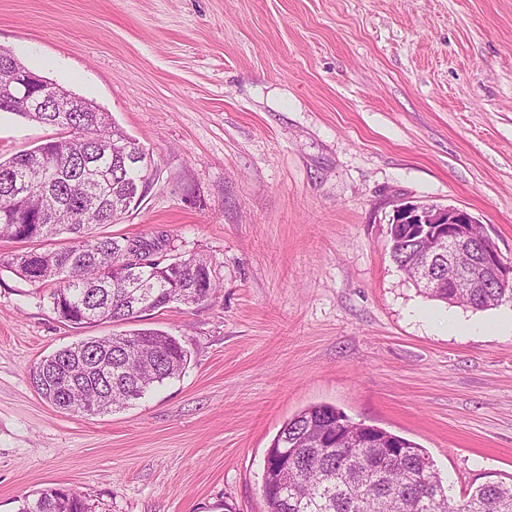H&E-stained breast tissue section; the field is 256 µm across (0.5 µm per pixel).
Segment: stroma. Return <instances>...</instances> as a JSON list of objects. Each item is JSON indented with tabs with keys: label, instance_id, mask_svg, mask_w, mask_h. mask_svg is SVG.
Here are the masks:
<instances>
[{
	"label": "stroma",
	"instance_id": "1",
	"mask_svg": "<svg viewBox=\"0 0 512 512\" xmlns=\"http://www.w3.org/2000/svg\"><path fill=\"white\" fill-rule=\"evenodd\" d=\"M0 48L106 112L154 160L100 236L164 233L218 290L147 327L180 377L104 415L60 413L43 356L119 323L58 318L3 263L0 512L56 487L89 512H266L267 450L329 404L426 450L448 493L512 479V334L454 335L391 257L411 201L467 210L512 263V0H0ZM58 128L0 112V157Z\"/></svg>",
	"mask_w": 512,
	"mask_h": 512
}]
</instances>
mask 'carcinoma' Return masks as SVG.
Listing matches in <instances>:
<instances>
[{"label": "carcinoma", "mask_w": 512, "mask_h": 512, "mask_svg": "<svg viewBox=\"0 0 512 512\" xmlns=\"http://www.w3.org/2000/svg\"><path fill=\"white\" fill-rule=\"evenodd\" d=\"M19 116L65 133L0 159V240L27 242L66 235L57 250L15 253L5 263L29 282L52 286L50 299L61 321L72 325L100 321L137 322L177 301L199 304L219 287L206 258L194 254L163 263L162 235L95 236L92 229L112 224L139 202L151 184L143 161L123 159L112 147L145 149L129 137L109 112H21ZM417 242L400 235L391 254L399 267L415 257ZM425 297L486 309L512 299V287L493 282L459 294L454 288H422ZM189 352L164 331L132 329L94 336L65 346L30 369V379L51 406L84 412L99 398L97 413L122 409L157 385L181 375ZM346 414L328 404L310 406L289 419L268 449L262 484L267 512H512V482L488 481L472 489L461 505L425 450L385 429L411 451L387 458L368 448L361 431L336 423ZM18 512H87L81 496L43 489L24 497Z\"/></svg>", "instance_id": "1"}]
</instances>
